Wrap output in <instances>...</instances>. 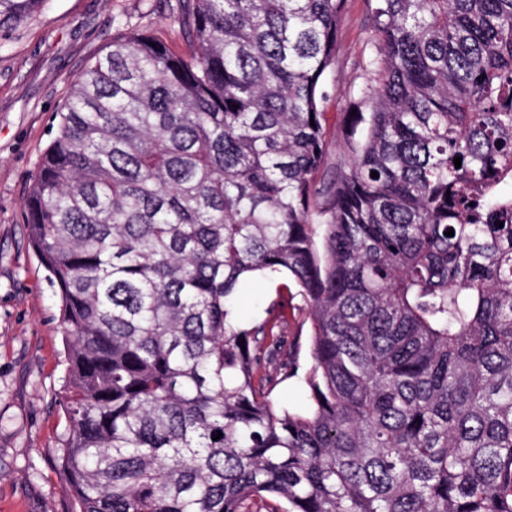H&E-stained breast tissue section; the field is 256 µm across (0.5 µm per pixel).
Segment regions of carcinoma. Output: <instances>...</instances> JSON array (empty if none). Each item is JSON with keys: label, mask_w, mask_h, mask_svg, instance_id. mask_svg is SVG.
Returning a JSON list of instances; mask_svg holds the SVG:
<instances>
[{"label": "carcinoma", "mask_w": 512, "mask_h": 512, "mask_svg": "<svg viewBox=\"0 0 512 512\" xmlns=\"http://www.w3.org/2000/svg\"><path fill=\"white\" fill-rule=\"evenodd\" d=\"M346 2L182 0L189 52L130 33L71 84L24 215L72 512H512V0H367L333 158ZM46 3L0 0V29ZM281 274L304 411L271 398L288 294L235 307ZM365 0H347V11L341 33V62L331 77L335 87L334 96L327 108V132L332 148L340 150L348 131V111L343 100L354 85L365 82V76L359 67L374 42ZM282 283H288L291 287L293 299H290L288 309V328L283 336V342L288 348L289 345H298L299 361L305 366L308 363L307 336L309 334L310 321L306 307L297 295V289L293 287L287 278L271 280L258 278L243 288L237 296V311L241 320L245 322H260L266 314L268 304L276 299L278 289L285 292L284 288H278Z\"/></svg>", "instance_id": "1"}]
</instances>
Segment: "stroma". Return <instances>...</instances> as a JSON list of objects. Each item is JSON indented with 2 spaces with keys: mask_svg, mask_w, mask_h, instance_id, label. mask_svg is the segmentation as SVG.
<instances>
[{
  "mask_svg": "<svg viewBox=\"0 0 512 512\" xmlns=\"http://www.w3.org/2000/svg\"><path fill=\"white\" fill-rule=\"evenodd\" d=\"M180 13L179 0H48L25 23L0 30V512H70L73 499L57 460L66 432L56 407L66 367L60 300L23 224L30 179L71 81L92 56L130 31L185 50ZM341 42L327 108L337 150L348 131L344 97L364 83L360 62L374 42L365 0H347ZM280 285L260 278L243 288L241 320L262 321Z\"/></svg>",
  "mask_w": 512,
  "mask_h": 512,
  "instance_id": "1",
  "label": "stroma"
}]
</instances>
